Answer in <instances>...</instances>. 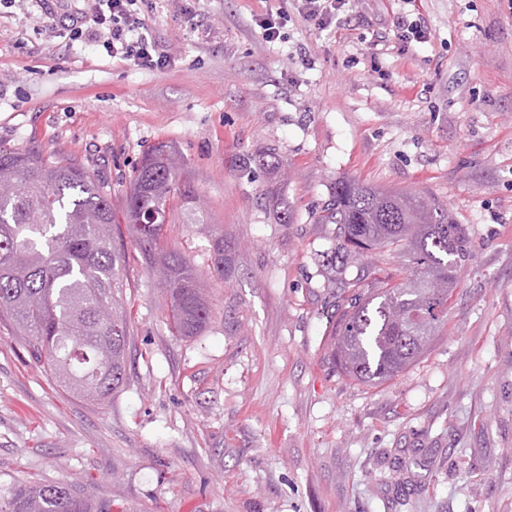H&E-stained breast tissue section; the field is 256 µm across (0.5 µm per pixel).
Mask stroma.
Here are the masks:
<instances>
[{
  "label": "stroma",
  "instance_id": "35a3bbf8",
  "mask_svg": "<svg viewBox=\"0 0 512 512\" xmlns=\"http://www.w3.org/2000/svg\"><path fill=\"white\" fill-rule=\"evenodd\" d=\"M0 0V147L74 159L122 212L155 144L198 197L172 198L169 246L208 276L212 317L173 336L159 284L122 232L127 377L96 403L63 391L0 323V488H83L134 512H512V0H350L321 31L292 0H172L140 9L170 63L142 69ZM291 19L273 43L256 15ZM425 21L407 43L400 14ZM447 205L471 255L448 327L378 385L329 359L342 281L320 215L338 181ZM221 227L235 272L209 277Z\"/></svg>",
  "mask_w": 512,
  "mask_h": 512
}]
</instances>
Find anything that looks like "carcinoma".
I'll use <instances>...</instances> for the list:
<instances>
[{
	"instance_id": "carcinoma-1",
	"label": "carcinoma",
	"mask_w": 512,
	"mask_h": 512,
	"mask_svg": "<svg viewBox=\"0 0 512 512\" xmlns=\"http://www.w3.org/2000/svg\"><path fill=\"white\" fill-rule=\"evenodd\" d=\"M146 152L118 215L110 193L74 160L0 148V320L23 336L35 358L70 394L103 402L122 385L128 323L118 311L125 288L123 255L112 227L133 234L146 271L158 275L170 302L169 324L182 339L201 334L211 307L196 268L159 241L147 215L166 221L179 195L186 223L197 224L194 190L177 152L169 165ZM324 220L338 225L346 251L390 249L406 257L398 274L374 279L350 296L334 331L332 361L360 383L382 384L409 368L448 325V297L470 245L448 207L413 192L336 183ZM211 277L232 274L234 256L224 231L209 239ZM0 512H112L65 483L24 484L0 496Z\"/></svg>"
}]
</instances>
